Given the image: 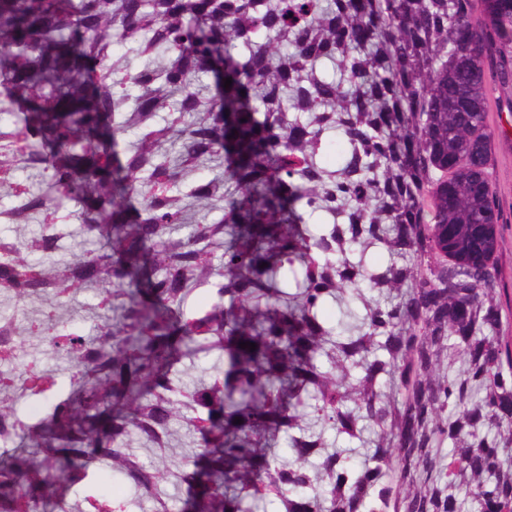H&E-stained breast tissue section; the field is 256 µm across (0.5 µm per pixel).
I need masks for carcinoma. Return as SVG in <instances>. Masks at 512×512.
Masks as SVG:
<instances>
[{
    "label": "carcinoma",
    "mask_w": 512,
    "mask_h": 512,
    "mask_svg": "<svg viewBox=\"0 0 512 512\" xmlns=\"http://www.w3.org/2000/svg\"><path fill=\"white\" fill-rule=\"evenodd\" d=\"M0 36V111L22 109L0 126V188L20 199L0 221L41 224L21 246L0 239V291L25 301L95 284L106 312L94 336L30 330L78 370L41 421H22L0 373V434L17 440L0 458V512H61L76 485L94 512H125L93 491L85 458L151 495L173 475L167 457L146 466L123 442L137 433L162 449L177 418L205 434L182 512L267 500L276 512H464V487L471 512H512V346L495 334L501 210L486 123L487 77L512 83V0H0ZM127 43L134 71L109 62ZM202 72L210 96L194 85ZM130 126L140 136L120 155ZM336 133L342 160L329 169ZM220 156L224 180L189 196L224 198V217L190 224L172 187ZM74 195L80 224L65 231ZM76 234L99 247L55 260ZM220 246L217 293L231 303L187 315ZM373 248L389 262L369 264ZM413 282L397 303L366 294ZM329 300L360 303L357 332L330 325ZM212 350L224 371L174 383L177 362ZM444 354L464 369L437 375ZM385 381L400 399L383 397ZM54 382L38 372L26 390L38 399ZM310 406L338 437L393 440L354 467L305 422ZM281 434L284 459L271 452Z\"/></svg>",
    "instance_id": "carcinoma-1"
}]
</instances>
